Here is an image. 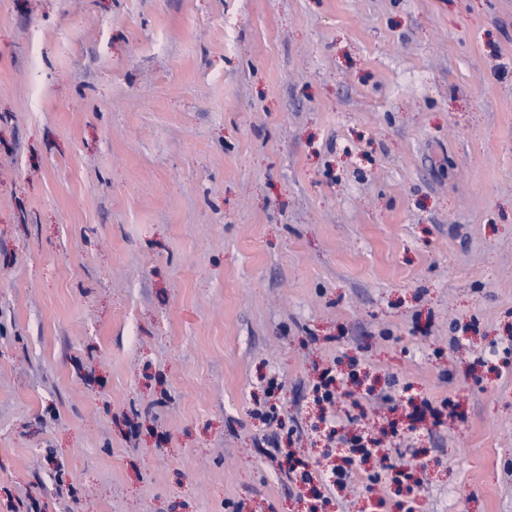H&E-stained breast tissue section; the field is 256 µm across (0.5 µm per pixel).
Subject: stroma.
I'll use <instances>...</instances> for the list:
<instances>
[{
    "mask_svg": "<svg viewBox=\"0 0 512 512\" xmlns=\"http://www.w3.org/2000/svg\"><path fill=\"white\" fill-rule=\"evenodd\" d=\"M508 346L512 0H0V512H309L329 367L320 512H512ZM338 380L335 370L325 369L321 375V382L314 388L315 401L324 403L328 408L335 407L336 400L340 395L336 392V381ZM338 440L346 445L349 454L343 458L348 465H353L356 460L359 462L367 461L371 456L377 455V448L374 447L375 441L362 433L352 435L351 437H338Z\"/></svg>",
    "mask_w": 512,
    "mask_h": 512,
    "instance_id": "1",
    "label": "stroma"
}]
</instances>
